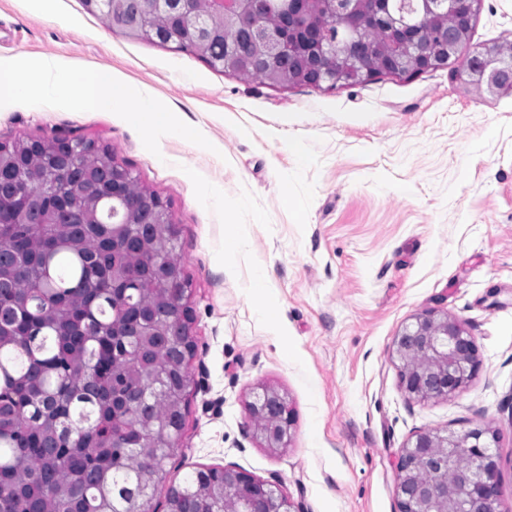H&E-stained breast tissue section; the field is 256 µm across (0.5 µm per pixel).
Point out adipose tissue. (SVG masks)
<instances>
[{
    "label": "adipose tissue",
    "mask_w": 512,
    "mask_h": 512,
    "mask_svg": "<svg viewBox=\"0 0 512 512\" xmlns=\"http://www.w3.org/2000/svg\"><path fill=\"white\" fill-rule=\"evenodd\" d=\"M129 96V88L116 81L108 68L78 72L50 58L0 63L1 101L54 98L81 109L109 110ZM129 118L155 137L177 134L192 140L197 136L196 129L179 123L174 113L147 93L139 94Z\"/></svg>",
    "instance_id": "obj_1"
}]
</instances>
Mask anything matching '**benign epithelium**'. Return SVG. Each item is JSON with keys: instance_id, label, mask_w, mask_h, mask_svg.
<instances>
[{"instance_id": "1", "label": "benign epithelium", "mask_w": 512, "mask_h": 512, "mask_svg": "<svg viewBox=\"0 0 512 512\" xmlns=\"http://www.w3.org/2000/svg\"><path fill=\"white\" fill-rule=\"evenodd\" d=\"M268 0H202L208 13L230 23L242 36L224 45V65L240 61L267 69L282 84L336 85L337 62L348 58L357 73L384 70L385 59L397 69L410 61L419 72L448 65L467 37L480 0H284L287 15L278 27L265 24ZM196 0H144L134 15L124 14L113 26L136 36L150 33V17L165 12L191 32L199 47L212 37L195 9ZM325 13L327 23L317 20ZM378 24L389 36L372 42L367 33ZM342 29L339 40L333 31ZM294 68L284 72L280 61ZM462 73L495 95L512 90V61L487 49L475 50ZM167 294L178 305L170 335H188L185 286L173 277ZM401 362L400 384L411 401L448 398L464 389L479 365L474 338L454 318L427 312L415 318L393 341ZM251 417L275 415L262 439L270 447L288 441L293 415L279 393L265 389L250 404ZM496 434L473 428L463 434L423 431L401 448L395 464L398 512H499ZM224 505L239 503L238 512H301L290 498L245 471L225 468Z\"/></svg>"}]
</instances>
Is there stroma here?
<instances>
[{"label":"stroma","mask_w":512,"mask_h":512,"mask_svg":"<svg viewBox=\"0 0 512 512\" xmlns=\"http://www.w3.org/2000/svg\"><path fill=\"white\" fill-rule=\"evenodd\" d=\"M510 45L512 0H481L464 52ZM40 58L109 68L198 131L152 138L128 119L130 100L109 112L0 103V143L95 139L168 204L195 348L167 483L233 467L303 512H397L394 462L415 434L486 427L512 512V91H480L457 60L281 87L128 36L83 0H55L49 16L0 0V61ZM291 139L307 145L305 165L284 150ZM428 310L464 324L479 368L454 396L411 402L393 340ZM265 388L293 412L277 449L248 412Z\"/></svg>","instance_id":"stroma-1"}]
</instances>
